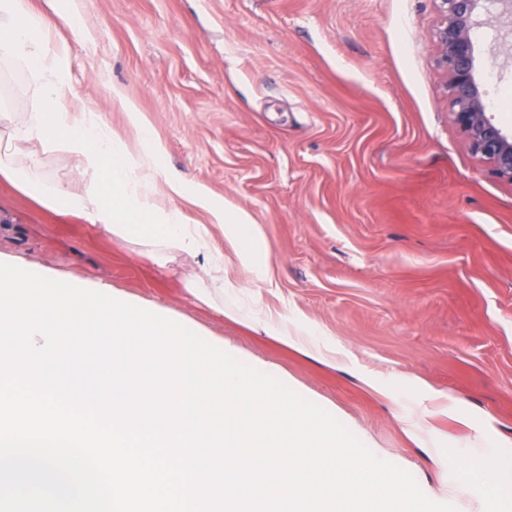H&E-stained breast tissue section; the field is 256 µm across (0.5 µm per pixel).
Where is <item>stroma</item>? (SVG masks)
Listing matches in <instances>:
<instances>
[{"instance_id":"35a3bbf8","label":"stroma","mask_w":512,"mask_h":512,"mask_svg":"<svg viewBox=\"0 0 512 512\" xmlns=\"http://www.w3.org/2000/svg\"><path fill=\"white\" fill-rule=\"evenodd\" d=\"M63 107L246 211L263 278L189 198L168 206L224 253V312L198 308L186 260L156 269L85 217L0 178V255L102 281L194 318L342 422L431 500L492 512L512 496L475 480L471 446L512 455V184L491 178L448 111L434 0H75ZM512 31L479 28L476 78L512 84ZM33 110L26 67L0 58V113ZM33 177L87 191L67 152ZM260 305L335 347L328 364L255 328Z\"/></svg>"}]
</instances>
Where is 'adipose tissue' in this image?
I'll return each instance as SVG.
<instances>
[{"instance_id":"adipose-tissue-1","label":"adipose tissue","mask_w":512,"mask_h":512,"mask_svg":"<svg viewBox=\"0 0 512 512\" xmlns=\"http://www.w3.org/2000/svg\"><path fill=\"white\" fill-rule=\"evenodd\" d=\"M54 24L53 15L33 11L29 0H0V55L26 63L36 104L29 119L8 132L5 153L0 156V174L43 205L80 213L97 232L140 246L142 256L157 268H168L181 257L191 258L213 282H223L224 254L212 247L206 229L184 223L178 211L156 203L162 190L171 197L191 195L193 203L209 212L238 242L244 264L253 273L263 274L266 257L255 245L254 227L246 212L227 210L207 191L190 188L177 176L167 177L165 189H158L155 177L165 168L162 149L153 138L150 124L138 112H131L130 119L147 157L142 166L122 138L60 110L67 51L50 43ZM30 143L45 151L65 149L78 167L97 175L96 186L87 194L72 195L28 180L11 159ZM252 318L300 352L326 362L336 358L335 349L323 345L312 333L289 331L286 320L266 316L258 308L253 309Z\"/></svg>"}]
</instances>
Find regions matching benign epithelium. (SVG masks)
<instances>
[{"label": "benign epithelium", "instance_id": "7a95c632", "mask_svg": "<svg viewBox=\"0 0 512 512\" xmlns=\"http://www.w3.org/2000/svg\"><path fill=\"white\" fill-rule=\"evenodd\" d=\"M440 21L434 32L437 64L443 71L452 122L465 137L472 154L487 164V173L512 184V134L487 111L475 77L472 30L499 26L512 19V0H434Z\"/></svg>", "mask_w": 512, "mask_h": 512}]
</instances>
